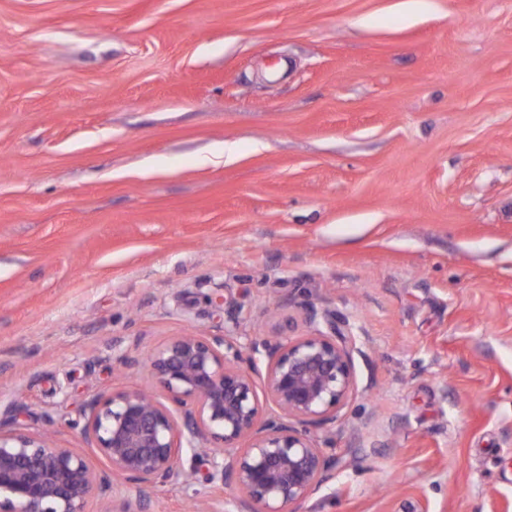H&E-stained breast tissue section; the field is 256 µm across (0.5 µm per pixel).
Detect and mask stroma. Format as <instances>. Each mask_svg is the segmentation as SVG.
I'll list each match as a JSON object with an SVG mask.
<instances>
[{"mask_svg":"<svg viewBox=\"0 0 512 512\" xmlns=\"http://www.w3.org/2000/svg\"><path fill=\"white\" fill-rule=\"evenodd\" d=\"M401 3L0 0V430L108 473L120 355L324 305L357 389L295 512H512V0Z\"/></svg>","mask_w":512,"mask_h":512,"instance_id":"obj_1","label":"stroma"}]
</instances>
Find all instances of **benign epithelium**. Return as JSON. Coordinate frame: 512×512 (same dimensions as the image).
I'll use <instances>...</instances> for the list:
<instances>
[{
  "mask_svg": "<svg viewBox=\"0 0 512 512\" xmlns=\"http://www.w3.org/2000/svg\"><path fill=\"white\" fill-rule=\"evenodd\" d=\"M306 324L305 336H253L245 345L232 336L186 332L146 355L121 356L126 371L148 369L177 409L142 387L90 400L81 435L107 462L110 479L75 448L0 431V508L95 512L113 494L121 496L113 512H149L148 503L122 488L188 484L189 452L209 460L217 489L238 491L228 501H203L200 512H294L334 477V459L305 426L336 421V409L356 389L353 337L340 335L336 316L313 305ZM261 358L265 395L279 410L265 420L253 377Z\"/></svg>",
  "mask_w": 512,
  "mask_h": 512,
  "instance_id": "1",
  "label": "benign epithelium"
}]
</instances>
